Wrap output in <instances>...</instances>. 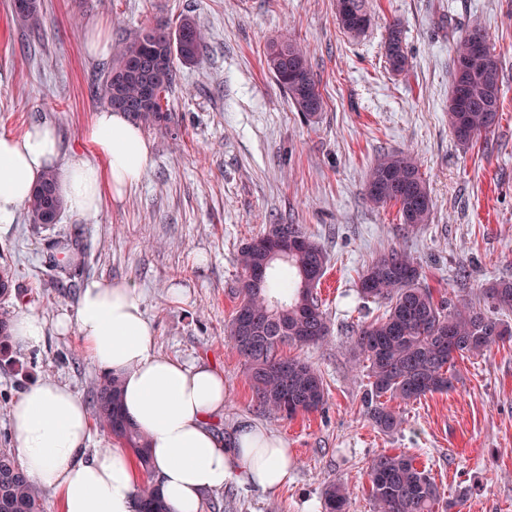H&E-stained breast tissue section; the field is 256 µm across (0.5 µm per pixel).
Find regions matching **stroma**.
<instances>
[{"instance_id":"obj_1","label":"stroma","mask_w":512,"mask_h":512,"mask_svg":"<svg viewBox=\"0 0 512 512\" xmlns=\"http://www.w3.org/2000/svg\"><path fill=\"white\" fill-rule=\"evenodd\" d=\"M46 19L30 33L0 0V133L54 124L67 158L85 159L82 134L103 104L90 90L111 55L87 49L92 26L109 42L147 26L194 17L206 49L178 64L168 101L176 134L148 132L152 164L123 200L105 199L93 217L63 212L54 224L18 214L0 231V264L15 271L7 306L46 320L75 309L91 279L128 280L145 299L156 352L221 369L227 386L221 429L251 420L279 434L293 458L277 493L229 486L203 512H324L330 482L348 485L347 512H373L367 467L404 452L429 470L441 498L460 512H512V342L455 360L453 389L400 405L405 424L386 435L363 408L367 372L351 359L355 330L381 315L361 299L358 277L381 251L404 249L422 265L435 296L479 300L488 282L512 280V0H369L372 27L351 37L336 0H39ZM399 19L411 60L389 71L385 27ZM483 25L502 65L501 119L476 145L455 139L445 112L456 40ZM307 47L324 97L312 121L296 112L264 63L266 44ZM413 152L433 200L430 223L409 228L396 207L363 198V177L381 152ZM298 224L324 246L318 288L330 334L321 344L284 348L321 374L322 409L285 419L259 410L243 360L225 328L243 275L241 247L272 224ZM75 247L70 268L49 259ZM179 289L172 297L171 289ZM101 370L77 335L48 331L41 344L0 349V448L14 445L11 410L39 380L68 385L83 400Z\"/></svg>"}]
</instances>
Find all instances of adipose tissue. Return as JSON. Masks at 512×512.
Segmentation results:
<instances>
[{
	"mask_svg": "<svg viewBox=\"0 0 512 512\" xmlns=\"http://www.w3.org/2000/svg\"><path fill=\"white\" fill-rule=\"evenodd\" d=\"M85 143L92 160L65 164L52 124L35 123L18 136L0 133V230L13 224L47 168L64 164L59 192L84 217L99 213L105 193L120 199L136 188L151 163L148 139L123 112H96ZM51 327L77 332L98 368L121 378L124 409L149 439L154 487L172 512H200L206 494L229 485L274 493L287 484L292 457L281 436L250 421L228 436L218 430L223 372L154 351V330L134 283L88 281L74 312H62L51 325L20 309L13 338L31 348ZM11 424L24 471L58 499L61 512H143L135 457L120 447L89 452L87 406L69 386L40 381L24 388Z\"/></svg>",
	"mask_w": 512,
	"mask_h": 512,
	"instance_id": "obj_1",
	"label": "adipose tissue"
}]
</instances>
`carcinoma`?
I'll return each instance as SVG.
<instances>
[{
    "mask_svg": "<svg viewBox=\"0 0 512 512\" xmlns=\"http://www.w3.org/2000/svg\"><path fill=\"white\" fill-rule=\"evenodd\" d=\"M348 2L349 8L339 7ZM336 18L345 32L359 36L370 24L358 25L359 15L373 20L368 0H336ZM18 19L32 32L44 27L39 0ZM484 45L481 62L460 74L472 58L474 41ZM205 34L191 16L176 26L164 20L125 38L94 90L106 104L130 117L147 130L170 132L180 125L177 113L163 104L176 85L175 60L196 63L203 54ZM383 50L389 69L398 75L409 71L411 62L400 22L388 24ZM265 62L277 83L302 116L311 121L324 108L320 81L307 51L293 40H276L266 47ZM452 91L448 98V125L465 147L495 128L501 117V62L489 43L486 29L470 26L455 42L452 55ZM467 83L459 96L457 80ZM60 175L43 173L25 203L31 224H55L63 209L58 191ZM366 201L379 208L398 209L401 223L409 228L429 223L433 202L416 158L404 151L380 154L367 171ZM298 236L299 245L288 249L284 274L268 276L261 286L249 274L260 267L274 270L269 260L273 239L287 243ZM243 271L235 294L238 300L227 325L233 349L249 372L259 405L286 417L318 410L325 403V387L318 370L299 357L282 354L286 345L310 346L323 342L330 326L317 297V287L328 265L324 247L298 224H271L246 243L238 257ZM424 271L406 251L392 248L378 254L362 272L359 292L383 306L381 316L361 327L353 339L354 359L368 363L369 388L364 403L372 424L385 434H394L405 423L389 401H415L453 386L455 355L484 356L500 344L512 341V325L499 312L512 310V280H499L484 289L486 304L468 301L450 304L434 298L422 284ZM96 424L130 451L142 470L151 471L148 439L126 414L119 377L105 375L92 390ZM369 497L374 512H439L440 495L431 474L416 466L404 453H382L369 465ZM325 512H346L349 491L342 482L328 484L322 493ZM43 512L42 490L20 466L9 448H0V512Z\"/></svg>",
    "mask_w": 512,
    "mask_h": 512,
    "instance_id": "obj_1",
    "label": "carcinoma"
}]
</instances>
